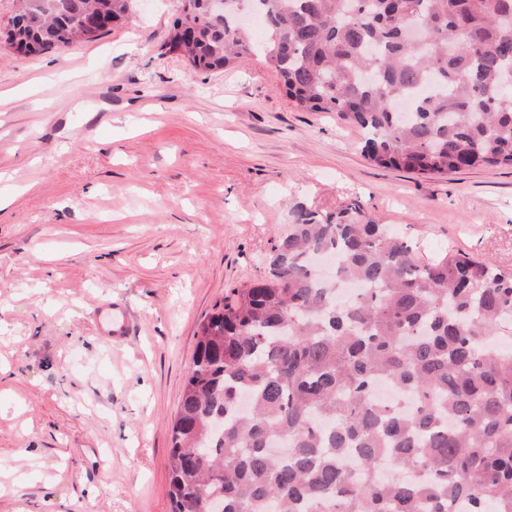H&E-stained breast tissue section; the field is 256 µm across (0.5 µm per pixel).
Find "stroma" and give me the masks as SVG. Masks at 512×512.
Wrapping results in <instances>:
<instances>
[{
    "label": "stroma",
    "mask_w": 512,
    "mask_h": 512,
    "mask_svg": "<svg viewBox=\"0 0 512 512\" xmlns=\"http://www.w3.org/2000/svg\"><path fill=\"white\" fill-rule=\"evenodd\" d=\"M178 9L137 0L62 53L0 47V512H170L195 332L263 276L295 204L356 201L420 260L512 271V168L372 166L263 55L203 74L169 52Z\"/></svg>",
    "instance_id": "obj_1"
}]
</instances>
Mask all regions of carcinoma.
Instances as JSON below:
<instances>
[{
	"label": "carcinoma",
	"instance_id": "obj_1",
	"mask_svg": "<svg viewBox=\"0 0 512 512\" xmlns=\"http://www.w3.org/2000/svg\"><path fill=\"white\" fill-rule=\"evenodd\" d=\"M12 37L63 52L133 0H16ZM197 72L255 54L188 0ZM294 106L365 133V159L421 176L512 167V0H255ZM418 27V39L407 35ZM512 272L418 260L360 204L298 205L265 277L198 326L172 425L171 512H512ZM388 384L406 404L377 394ZM286 448L284 456L271 452ZM409 475L385 481L378 466Z\"/></svg>",
	"mask_w": 512,
	"mask_h": 512
}]
</instances>
